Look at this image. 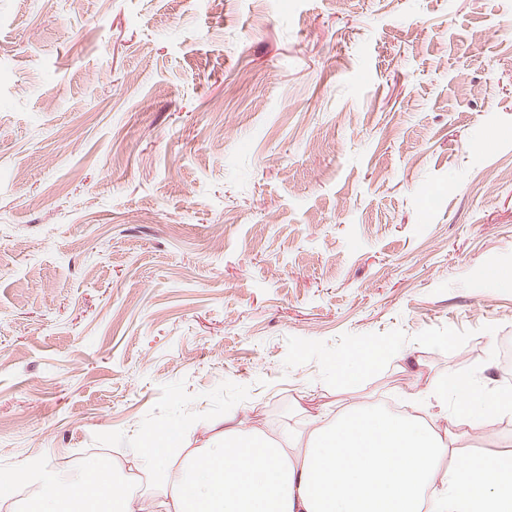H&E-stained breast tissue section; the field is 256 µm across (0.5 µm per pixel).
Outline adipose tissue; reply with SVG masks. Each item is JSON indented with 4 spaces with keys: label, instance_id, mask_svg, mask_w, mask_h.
<instances>
[{
    "label": "adipose tissue",
    "instance_id": "1",
    "mask_svg": "<svg viewBox=\"0 0 512 512\" xmlns=\"http://www.w3.org/2000/svg\"><path fill=\"white\" fill-rule=\"evenodd\" d=\"M427 393L454 398L465 420L489 406L512 413V387L488 392L474 378L452 374ZM309 427L290 451L228 410L180 462L168 456L177 429L127 441L129 471L97 459L74 478L35 466L1 481L0 498L29 482L26 512H512V451L450 463L447 427L367 405Z\"/></svg>",
    "mask_w": 512,
    "mask_h": 512
}]
</instances>
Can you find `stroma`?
Segmentation results:
<instances>
[{
	"label": "stroma",
	"mask_w": 512,
	"mask_h": 512,
	"mask_svg": "<svg viewBox=\"0 0 512 512\" xmlns=\"http://www.w3.org/2000/svg\"><path fill=\"white\" fill-rule=\"evenodd\" d=\"M507 341L512 0H0V478L229 408L442 417Z\"/></svg>",
	"instance_id": "35a3bbf8"
}]
</instances>
